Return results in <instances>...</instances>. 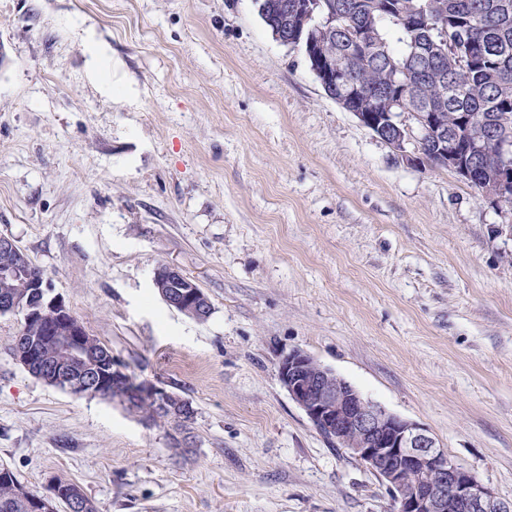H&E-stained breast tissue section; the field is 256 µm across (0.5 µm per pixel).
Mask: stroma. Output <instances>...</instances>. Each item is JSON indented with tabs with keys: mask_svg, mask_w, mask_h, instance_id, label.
<instances>
[{
	"mask_svg": "<svg viewBox=\"0 0 512 512\" xmlns=\"http://www.w3.org/2000/svg\"><path fill=\"white\" fill-rule=\"evenodd\" d=\"M0 234L170 426L31 376L0 316V464L102 512H393L289 398L302 350L512 499V210L406 162L252 0H0ZM208 295L198 322L159 263ZM153 285L169 307L196 321L209 318L212 304L207 294L177 267L168 263L158 264L154 270Z\"/></svg>",
	"mask_w": 512,
	"mask_h": 512,
	"instance_id": "1",
	"label": "stroma"
}]
</instances>
